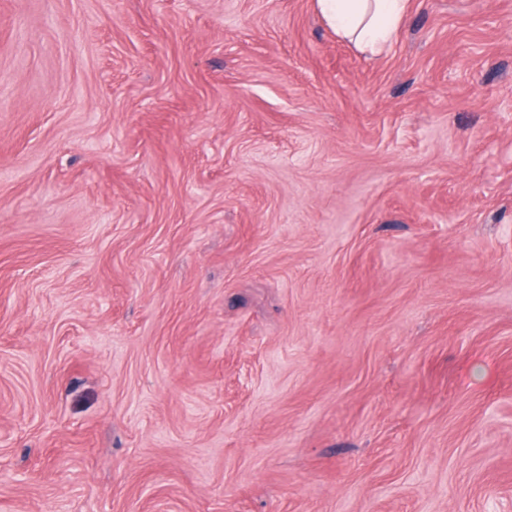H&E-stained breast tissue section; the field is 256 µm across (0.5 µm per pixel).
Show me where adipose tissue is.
Here are the masks:
<instances>
[{
    "mask_svg": "<svg viewBox=\"0 0 512 512\" xmlns=\"http://www.w3.org/2000/svg\"><path fill=\"white\" fill-rule=\"evenodd\" d=\"M409 0H317L329 26L362 50L379 54L404 21Z\"/></svg>",
    "mask_w": 512,
    "mask_h": 512,
    "instance_id": "1",
    "label": "adipose tissue"
}]
</instances>
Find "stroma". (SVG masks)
Here are the masks:
<instances>
[{
	"instance_id": "35a3bbf8",
	"label": "stroma",
	"mask_w": 512,
	"mask_h": 512,
	"mask_svg": "<svg viewBox=\"0 0 512 512\" xmlns=\"http://www.w3.org/2000/svg\"><path fill=\"white\" fill-rule=\"evenodd\" d=\"M0 512H512V0H0ZM409 0H317L329 26L364 51L380 54L404 21Z\"/></svg>"
}]
</instances>
